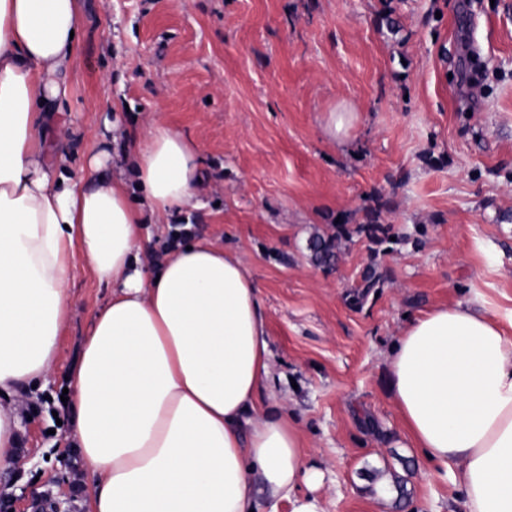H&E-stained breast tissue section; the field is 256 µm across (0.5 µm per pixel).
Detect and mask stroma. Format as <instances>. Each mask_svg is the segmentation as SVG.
Here are the masks:
<instances>
[{
	"mask_svg": "<svg viewBox=\"0 0 512 512\" xmlns=\"http://www.w3.org/2000/svg\"><path fill=\"white\" fill-rule=\"evenodd\" d=\"M71 85L50 132L74 164L122 155L113 128L152 115L198 145L209 206L191 221L262 287L276 399L323 474V512H467L405 436L388 357L407 316L430 307L479 295L512 310V0H83ZM332 112L356 115L344 141L325 131ZM375 207L391 234L380 243L358 230ZM340 214L341 258L315 267L307 240ZM374 260L386 279L355 301ZM70 286L0 512H45L88 484L61 395L111 289L81 267Z\"/></svg>",
	"mask_w": 512,
	"mask_h": 512,
	"instance_id": "1",
	"label": "stroma"
}]
</instances>
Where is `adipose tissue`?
<instances>
[{"instance_id":"adipose-tissue-1","label":"adipose tissue","mask_w":512,"mask_h":512,"mask_svg":"<svg viewBox=\"0 0 512 512\" xmlns=\"http://www.w3.org/2000/svg\"><path fill=\"white\" fill-rule=\"evenodd\" d=\"M81 0H0V472L19 464V399L53 369L83 262L111 285L70 378L88 512H321L297 418L272 382L261 288L239 254L152 228L205 209L196 143L154 120L78 170L45 130L70 95ZM391 395L468 512H512V312L438 305L404 326Z\"/></svg>"}]
</instances>
